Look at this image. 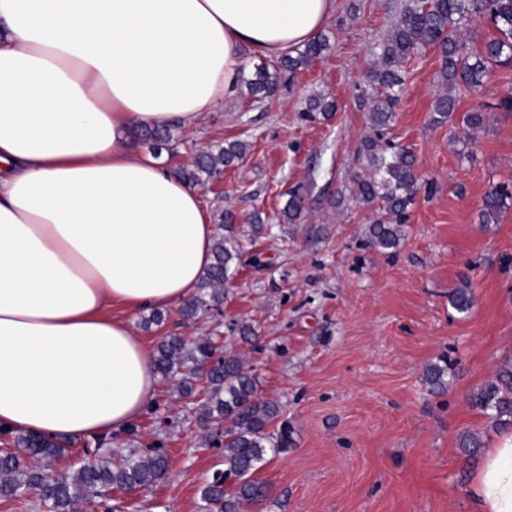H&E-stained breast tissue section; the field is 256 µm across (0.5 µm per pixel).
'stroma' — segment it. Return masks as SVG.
Returning a JSON list of instances; mask_svg holds the SVG:
<instances>
[{
    "label": "stroma",
    "instance_id": "35a3bbf8",
    "mask_svg": "<svg viewBox=\"0 0 512 512\" xmlns=\"http://www.w3.org/2000/svg\"><path fill=\"white\" fill-rule=\"evenodd\" d=\"M407 2L335 0L322 30L328 49L291 85L263 99L239 85L195 127L175 126L173 149L154 153L172 172L212 146L247 145L222 178L198 188L213 217L235 213L257 257L232 267L220 310L188 321L175 303L157 325L144 311L109 313L151 351L168 335H223L253 366L259 397L280 403L292 444L258 471L270 495L248 512H478L470 487L502 439L472 397L512 361V209L499 223L480 220L490 186L512 190V112L496 107L512 90V67L456 90V112L439 121L433 102L448 85L439 50L423 49L404 66L390 127L374 128L364 75ZM313 98L335 111H310ZM475 111L484 124L472 130L463 118ZM377 136L411 150L420 176L392 253L370 246L375 213L354 193L368 173L363 143ZM294 189L304 211L287 224L281 211ZM257 215L271 234H255ZM463 286L473 294L465 314L450 304ZM242 324L253 338L239 335ZM443 356L448 388L434 394L424 370ZM136 427L115 435L116 447L162 442L169 470L136 493L112 491L115 512H202L201 490L224 460L203 445L194 403L158 379ZM466 432L482 439L477 455L459 446Z\"/></svg>",
    "mask_w": 512,
    "mask_h": 512
}]
</instances>
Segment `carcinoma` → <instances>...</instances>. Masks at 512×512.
<instances>
[{
	"label": "carcinoma",
	"mask_w": 512,
	"mask_h": 512,
	"mask_svg": "<svg viewBox=\"0 0 512 512\" xmlns=\"http://www.w3.org/2000/svg\"><path fill=\"white\" fill-rule=\"evenodd\" d=\"M483 16L495 34L472 53L465 40L468 23ZM435 47L440 51L448 86L475 89L484 84L495 66L512 65V0H410L402 15L380 43L376 62L367 74L371 87L370 116L373 127L384 129L395 117L394 109L405 83V63L419 51ZM328 49V38L319 35L293 54L285 56L273 69L256 67L247 80L255 96H271L280 87L284 74L293 75ZM456 110V98L439 96L434 112L444 119ZM143 136L159 151L171 144L173 135L165 128H144ZM242 142L201 152L195 166L177 176L190 185L205 184L219 178L224 168L245 156ZM368 176L358 180V200L377 205L380 216L369 227L370 245L382 250L396 249L405 239L407 211L415 200L420 177L410 151L381 144L376 139L364 142ZM512 207V193L501 185L484 194L481 220L496 223ZM303 213L299 190L289 193L282 210L290 224ZM243 247L234 236L219 235L212 246V262L206 268L197 291L186 299L181 314L194 320L224 303V283L232 265L242 258ZM215 337H200L190 343L177 336H165L157 346L155 370L165 379H178L184 398L204 395L200 421L211 428L209 446L222 449L224 470L217 472L201 493L204 512H244L247 505L264 501L267 484L253 474L266 455L281 453L290 445L288 422L281 419L277 402L257 396L255 375L241 356L217 355ZM424 379L433 392L448 386V358L426 368ZM473 404L489 413L496 425L512 427V363H504L495 381L473 396ZM112 438L103 437L83 447V460L73 473H55L45 461L63 456L71 442L58 437L31 433L14 435L12 447L0 448V498L16 499L39 492L43 512H76L80 503L105 500L113 490L146 487L162 479L168 470V456L162 444L130 448L117 458L106 454Z\"/></svg>",
	"instance_id": "1"
}]
</instances>
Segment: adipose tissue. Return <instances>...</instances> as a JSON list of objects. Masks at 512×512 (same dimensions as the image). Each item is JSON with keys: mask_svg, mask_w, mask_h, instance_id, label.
<instances>
[{"mask_svg": "<svg viewBox=\"0 0 512 512\" xmlns=\"http://www.w3.org/2000/svg\"><path fill=\"white\" fill-rule=\"evenodd\" d=\"M335 0H0V431L92 440L153 401L152 358L106 310L196 289L215 226L197 190L134 150L191 127L243 54L304 46ZM512 512V435L473 485Z\"/></svg>", "mask_w": 512, "mask_h": 512, "instance_id": "adipose-tissue-1", "label": "adipose tissue"}]
</instances>
